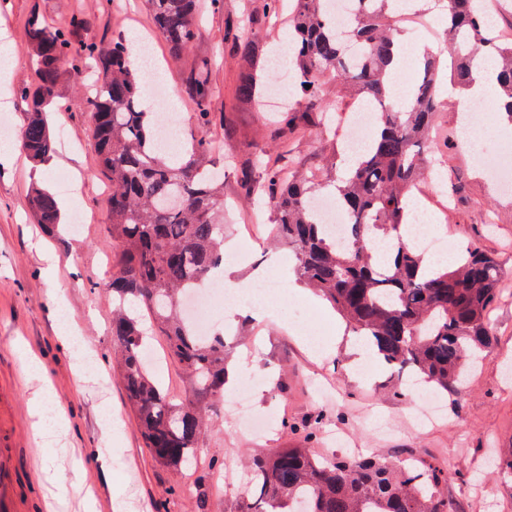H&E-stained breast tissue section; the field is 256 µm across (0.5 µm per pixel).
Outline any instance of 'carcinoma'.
I'll list each match as a JSON object with an SVG mask.
<instances>
[{
	"instance_id": "obj_1",
	"label": "carcinoma",
	"mask_w": 512,
	"mask_h": 512,
	"mask_svg": "<svg viewBox=\"0 0 512 512\" xmlns=\"http://www.w3.org/2000/svg\"><path fill=\"white\" fill-rule=\"evenodd\" d=\"M328 2L297 0L291 45L301 110L284 118L285 135L273 162L262 165L257 176L252 161L243 164L241 185L249 195L261 192L276 210L274 234L294 249L298 277L342 314L379 360L397 374L411 370L435 391H456L463 365L491 352L488 316L502 278L494 259L475 245L451 266L430 271L426 256L398 234L409 220L427 135L440 108V57L426 53L411 96L396 102L385 87L396 42L390 0H355L353 22L343 34L328 26ZM145 4L154 34L172 59H180L194 42L197 0ZM441 22L457 84L473 82L478 51L496 54L495 106L512 121V41L497 36L480 0H442ZM26 37L35 80L23 91L31 112L20 146L36 162L54 151V133L43 112L58 98L64 63L94 62L99 91L89 96L92 132L99 164L112 183L107 221L116 252L107 292L113 303V369L154 459L180 471L194 458L208 412L226 384V336L198 339L178 310V299L214 278L224 261L223 181L204 165L215 151L205 135L213 122L212 89L197 72L187 77L185 94L196 106L200 135L169 156L155 138L158 117L145 111V74L132 64L125 43L76 49L64 29L37 16L28 20ZM234 51L243 61L236 97L256 106L268 60L253 39L238 40ZM327 73L354 86L380 113L373 135L356 151L358 161L334 183L288 164V134L310 123L312 113L342 106L320 99ZM328 187L350 216L342 244L328 237L310 206L314 194ZM30 205L38 222L55 230L60 220L55 196L37 188ZM146 316L165 337L168 358L188 379L177 403L143 356ZM247 469L251 485L235 512H453L444 493L447 473L430 463L410 466L377 455L323 458L305 447L255 450ZM209 490L200 479L194 484L198 512H207Z\"/></svg>"
}]
</instances>
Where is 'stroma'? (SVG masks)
I'll return each instance as SVG.
<instances>
[{
	"label": "stroma",
	"mask_w": 512,
	"mask_h": 512,
	"mask_svg": "<svg viewBox=\"0 0 512 512\" xmlns=\"http://www.w3.org/2000/svg\"><path fill=\"white\" fill-rule=\"evenodd\" d=\"M269 0H198L195 39L188 55L172 60L165 44L152 42L171 93L181 98L175 120L183 136L196 132L194 110L183 99L187 76L206 64L213 89L210 128L224 146L210 163L224 173V262L233 272L230 301L220 309L218 327L244 337L231 348L235 372L231 390H243L253 412L273 416L276 426L255 437L242 431L224 403L209 413L197 450L196 469L184 474L157 463L136 427L134 414L114 372L96 377L94 368L76 374L64 354L62 321L79 326L100 361L112 346V303L104 286L112 276V237L107 224L111 192L101 172L88 105V90L65 75L57 103L47 114L56 136L53 154L33 162L8 138L0 156V464L11 486L12 512H49L48 473L79 478L96 495V512H197L189 493L172 494L174 485H192L220 460L230 480H213L209 512H235L247 477L249 449L291 448L309 442L317 455L351 450L402 458L404 453L448 472L456 512H512V481L497 473L488 458L492 448H512V195L491 179L494 167L512 168V121L496 108L460 129V91L449 70L440 72L442 106L431 133L429 159L442 165L443 183L422 185L416 201L433 215L434 231L447 240L449 253L475 244L491 254L504 272L499 301L491 313L494 349L481 368L467 374L461 391L441 396L442 419L411 427L420 395L413 387L396 395V380L379 364L361 373L364 349L353 331L324 299L300 285L288 243L269 234L276 214L259 195L240 188L239 165L258 151L271 150L280 134L277 112L254 109L233 97L239 60L227 24L242 14L253 17L248 34L267 56L288 48L290 4L269 15ZM64 26L73 45H108L126 40L132 30L151 35L152 20L142 0H0V48L15 57L9 76L0 77V103L7 104L15 126H22L29 103L21 91L34 78L25 44L30 16ZM53 192L60 204L57 233L37 224L29 208L33 185ZM58 258L57 280L43 272L42 249ZM265 279L276 280V294L257 295ZM63 290L66 312L51 302ZM34 356L52 383V397L64 407L68 427L56 451L44 450L33 430L30 395L34 378L20 367L19 351ZM112 401V462L101 469L90 458L103 447V399Z\"/></svg>",
	"instance_id": "obj_1"
}]
</instances>
